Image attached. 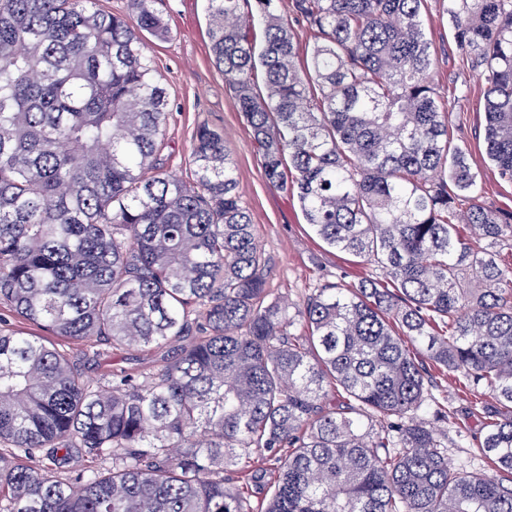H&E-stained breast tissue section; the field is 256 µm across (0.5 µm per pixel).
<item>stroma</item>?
Here are the masks:
<instances>
[{"mask_svg": "<svg viewBox=\"0 0 512 512\" xmlns=\"http://www.w3.org/2000/svg\"><path fill=\"white\" fill-rule=\"evenodd\" d=\"M156 7L170 35L165 40L148 35L144 41L168 97L169 115L158 153L164 171L173 178L191 180L198 126L223 132L235 163L241 203L250 213L266 259L264 278L271 297L300 304L326 286L346 288L364 278L384 279V272L375 265L327 247L307 224L296 199L265 178L252 129L212 63L204 0H157ZM421 14L436 61L435 89L449 104L448 142L465 150L478 175L476 203L511 213L512 182L500 177L486 153L484 71L460 50L442 0H423ZM63 347L83 378L94 382L108 370L158 371L169 353L165 345L118 352L95 338L67 340ZM425 382L429 392L450 405L449 419L434 424L448 434L449 462L470 463L475 471L497 476V468L480 448L486 422L500 414L495 399L484 389L466 385L463 378H448L433 368Z\"/></svg>", "mask_w": 512, "mask_h": 512, "instance_id": "stroma-1", "label": "stroma"}]
</instances>
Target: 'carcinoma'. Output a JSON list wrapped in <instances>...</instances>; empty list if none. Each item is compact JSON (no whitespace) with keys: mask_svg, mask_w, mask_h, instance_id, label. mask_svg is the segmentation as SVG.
Instances as JSON below:
<instances>
[{"mask_svg":"<svg viewBox=\"0 0 512 512\" xmlns=\"http://www.w3.org/2000/svg\"><path fill=\"white\" fill-rule=\"evenodd\" d=\"M154 2L129 0L132 26L97 0H0V304L73 342L175 345L157 373L92 383L1 327L0 512H512V416L481 444L504 481L451 467L429 421L448 411L421 355L512 408V263L496 250L512 213L473 203L477 174L448 149L422 0H291L304 49L279 0H205L266 179L392 283L322 288L292 312L265 288L224 134L197 129L189 182L156 163L167 97L141 33L169 31ZM443 5L486 73L487 154L512 181V0ZM330 387L348 411L323 405ZM75 452L93 466L74 476ZM257 458L275 480L255 500Z\"/></svg>","mask_w":512,"mask_h":512,"instance_id":"1","label":"carcinoma"}]
</instances>
